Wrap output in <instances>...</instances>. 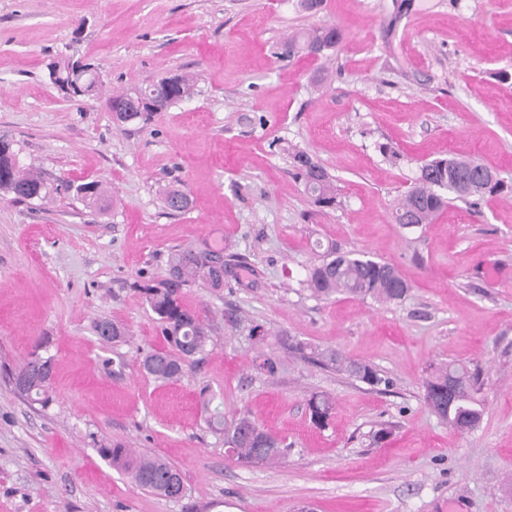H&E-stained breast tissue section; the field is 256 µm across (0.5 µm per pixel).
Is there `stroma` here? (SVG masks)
Listing matches in <instances>:
<instances>
[{
    "label": "stroma",
    "instance_id": "stroma-1",
    "mask_svg": "<svg viewBox=\"0 0 512 512\" xmlns=\"http://www.w3.org/2000/svg\"><path fill=\"white\" fill-rule=\"evenodd\" d=\"M413 3L392 31V0H325L314 15L295 0H0V139L48 186L72 185L46 204L0 191V512H512V201L458 200L415 233L391 217L427 160L471 156L512 182V82L497 78L512 73V0ZM321 24L343 33L333 52L281 57L290 33ZM68 57L99 66L102 96L62 97L47 67ZM174 73L197 77L192 97L145 125L115 121L106 96ZM291 144L333 176L335 208L290 174ZM91 181L107 209L78 199ZM172 188L188 211L163 209ZM204 241L236 265L223 288L183 297L215 313L214 342L161 383L139 364L162 340L132 285ZM328 244L392 264L409 294L312 297L306 269ZM99 319L125 342L99 339ZM41 342L55 360L45 408L8 377ZM327 347L389 389L320 365ZM440 363L480 370L476 429L425 405ZM207 393L285 438L287 458L237 461L206 423ZM314 395L335 402L322 427ZM384 424L391 438L372 443ZM115 442L178 468L185 497L113 468L100 450Z\"/></svg>",
    "mask_w": 512,
    "mask_h": 512
}]
</instances>
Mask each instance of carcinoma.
Masks as SVG:
<instances>
[{
    "label": "carcinoma",
    "instance_id": "1",
    "mask_svg": "<svg viewBox=\"0 0 512 512\" xmlns=\"http://www.w3.org/2000/svg\"><path fill=\"white\" fill-rule=\"evenodd\" d=\"M342 40L341 30L333 25H319L297 32L283 45V54L292 57L306 56L313 52L324 53L336 47ZM71 62H52L48 66L49 79L63 94L69 97H95L102 87L101 81L90 82L79 91H70L74 82L70 78ZM156 87L158 96L154 109L138 111L134 102L138 94ZM195 83L187 75L163 77L146 86H136L108 99L117 121L122 124L148 121L157 112L189 98ZM291 166L296 177L302 180L304 191L314 203L332 208L336 205V185L332 176L307 152H289ZM494 170L472 158L448 155L425 163L414 185L404 194L392 213L393 222L404 228H419L433 223L439 212L453 200H464L475 207L485 197L512 199V184L498 177H491ZM0 190L11 193L19 201L44 199L49 194L42 177L17 163L12 145L0 142ZM81 199L90 203L104 200L105 192L95 182L76 187ZM189 195L180 189H169L163 195L164 208L170 214L182 211L183 202ZM229 264L224 262V249L205 243L177 248L170 253L167 275L157 283L135 284L144 303L161 322L164 346L142 357L141 366L152 378L169 382L181 376L186 366L206 350L210 338L209 325L182 298L183 288L198 284L218 290L224 287V274ZM312 295L329 299L336 295H350L363 300L371 298L381 302H397L403 299L406 281L397 269L374 259L363 251H341L331 245L323 252L319 263L306 269L303 281ZM96 334L114 344L126 341L127 332L109 320L94 323ZM317 360L324 366L334 367L355 380L370 387L388 385L372 365L350 360L337 349H326ZM15 389L31 402L43 407L52 402L51 382L42 375L35 358L25 359L14 371ZM480 374L463 365L446 364L435 367L424 381V402L428 408L455 431L466 422L477 426L483 408L476 399ZM311 418L317 423L327 421L333 403L326 397L313 396L308 402ZM207 425L224 434V444L246 464H273L285 457L288 445L283 440L261 429L247 414L231 420L224 413L215 412L207 418ZM104 459L121 469L142 488L159 496L170 498L184 493L181 473L160 456H134L124 445L117 443L110 448L99 449Z\"/></svg>",
    "mask_w": 512,
    "mask_h": 512
}]
</instances>
